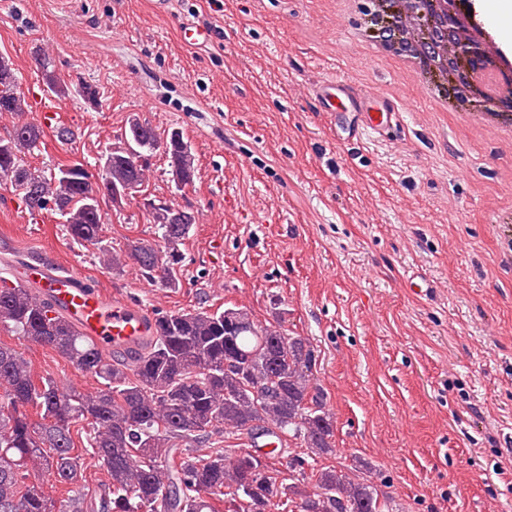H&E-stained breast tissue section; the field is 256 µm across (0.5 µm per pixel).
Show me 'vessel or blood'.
I'll return each mask as SVG.
<instances>
[{
	"label": "vessel or blood",
	"instance_id": "1",
	"mask_svg": "<svg viewBox=\"0 0 512 512\" xmlns=\"http://www.w3.org/2000/svg\"><path fill=\"white\" fill-rule=\"evenodd\" d=\"M185 44L196 46L212 38L204 24L186 20L181 24ZM316 110L336 131L341 143H363L388 136L404 122L403 110L381 96H368L349 81L334 77L313 84ZM16 280L35 288L84 336L105 351L135 348L155 334L153 318L135 303L112 297L74 270L60 269L45 259L15 267Z\"/></svg>",
	"mask_w": 512,
	"mask_h": 512
}]
</instances>
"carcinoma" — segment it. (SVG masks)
Instances as JSON below:
<instances>
[{
  "instance_id": "1",
  "label": "carcinoma",
  "mask_w": 512,
  "mask_h": 512,
  "mask_svg": "<svg viewBox=\"0 0 512 512\" xmlns=\"http://www.w3.org/2000/svg\"><path fill=\"white\" fill-rule=\"evenodd\" d=\"M34 61L51 93L70 95L48 54L39 50ZM26 111L19 77L1 56L0 112ZM42 137L39 125L23 121L0 138V181L30 212L58 214L72 241L95 246L104 224L91 196L120 206L112 187L143 186L146 164L119 145L101 155L95 176L80 162L47 174L25 161ZM128 140L133 149H162L175 180L194 183L195 156L178 129L162 137L135 118ZM171 208L149 209L163 250L129 239L121 252L102 253V262L117 270L130 261L149 284L180 287L179 245L192 225L173 223ZM155 323V337L136 356L107 355L35 289L0 277V328L51 348L101 381L96 391L80 392L37 380L20 352L0 344V512H57L55 500L29 479L47 475L56 484H76L86 455L106 468L108 492L87 507L76 499L68 512H217V502L224 512H270L275 505L291 512H389L369 479L343 467H315L318 458L336 454V420L314 386L307 338L259 324L235 307L158 314ZM79 421L91 425L82 449L71 431ZM270 432L282 446L291 441L304 448L288 463L287 480L271 458L249 451L193 455L214 434L252 441Z\"/></svg>"
}]
</instances>
